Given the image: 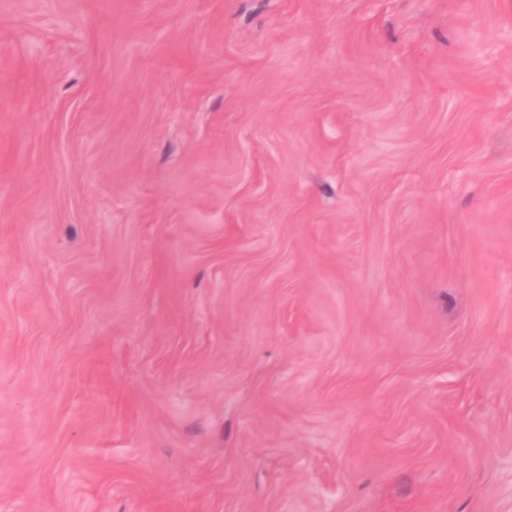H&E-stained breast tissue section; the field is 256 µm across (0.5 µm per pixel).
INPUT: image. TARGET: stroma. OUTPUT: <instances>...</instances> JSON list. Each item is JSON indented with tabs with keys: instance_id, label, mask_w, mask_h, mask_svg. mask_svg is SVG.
<instances>
[{
	"instance_id": "obj_1",
	"label": "stroma",
	"mask_w": 512,
	"mask_h": 512,
	"mask_svg": "<svg viewBox=\"0 0 512 512\" xmlns=\"http://www.w3.org/2000/svg\"><path fill=\"white\" fill-rule=\"evenodd\" d=\"M0 512H512V0H0Z\"/></svg>"
}]
</instances>
